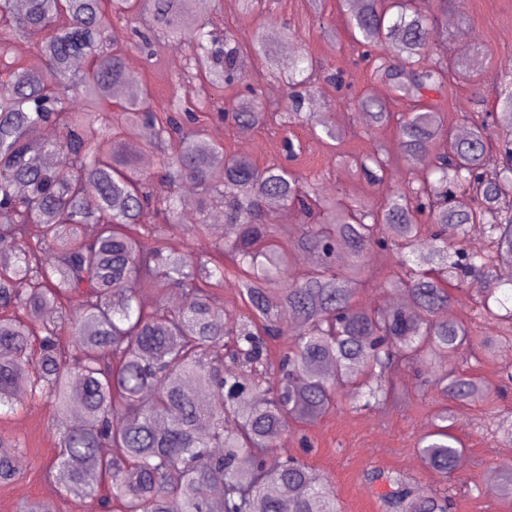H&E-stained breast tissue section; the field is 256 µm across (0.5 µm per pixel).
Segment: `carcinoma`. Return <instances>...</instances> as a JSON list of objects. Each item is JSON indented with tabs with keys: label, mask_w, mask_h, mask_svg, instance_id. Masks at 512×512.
I'll use <instances>...</instances> for the list:
<instances>
[{
	"label": "carcinoma",
	"mask_w": 512,
	"mask_h": 512,
	"mask_svg": "<svg viewBox=\"0 0 512 512\" xmlns=\"http://www.w3.org/2000/svg\"><path fill=\"white\" fill-rule=\"evenodd\" d=\"M346 24L373 79L387 95L365 93L367 122L395 133L397 158L428 157L427 170L374 202H344L305 182L288 165L257 166L224 154L204 128L181 114L207 112L212 91L245 81L240 100L223 109L237 125L271 127L286 158L303 146L296 132L332 148L336 125L302 116L296 88L339 75L304 65L283 68L274 25L262 0H241L255 21L251 42L230 35L216 46L210 17L217 0H0V59L16 41L33 44L40 66L0 69V408L18 409V391L47 404L66 426L51 474L61 488L115 512H338L336 491L304 461L273 464L271 449L292 423L314 424L338 403L382 411L393 399L386 376L422 367L470 345L468 325L448 318L453 291L476 276L512 265V84L499 95V161L489 171L488 117H473L459 136L445 126L439 93L462 74L467 51L449 59L448 14L458 0H438L439 13L413 0H344ZM149 20V31L188 48L184 78L164 103L126 67L110 35L121 20ZM187 16L197 25H184ZM247 54L250 78L240 69ZM282 82L288 109L263 103L261 86ZM128 87L112 127L97 126L112 91ZM402 100L407 111L395 112ZM158 152L166 182L139 170L136 158ZM392 156L384 144L352 156V170L384 182ZM198 189L202 217L216 209L227 226L209 251L185 254L162 244L183 223L177 182ZM472 196L474 206L456 201ZM315 222L280 224L271 202ZM97 225L92 238L83 228ZM482 228L489 246L468 235ZM147 236L161 245L150 248ZM396 250V265L382 255ZM232 280L244 309L224 317L211 289ZM405 294L411 308H360V287ZM156 296L154 306L142 294ZM181 295L180 304L166 294ZM478 317L501 325L486 336L492 349L512 341V281L477 289ZM53 308L70 320V350L60 347ZM300 323L293 331L282 320ZM282 342L278 368L268 341ZM456 404H477L489 390L455 366L433 378ZM448 407L433 415L419 442L424 463L447 475L458 469L461 441L450 432ZM110 452L102 454L101 449ZM21 444L0 439V483L16 479ZM369 479L385 487L392 512H449L446 492L412 491L381 469Z\"/></svg>",
	"instance_id": "1"
}]
</instances>
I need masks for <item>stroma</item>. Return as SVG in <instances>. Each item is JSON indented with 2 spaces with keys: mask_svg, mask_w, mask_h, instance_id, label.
I'll return each instance as SVG.
<instances>
[{
  "mask_svg": "<svg viewBox=\"0 0 512 512\" xmlns=\"http://www.w3.org/2000/svg\"><path fill=\"white\" fill-rule=\"evenodd\" d=\"M264 16L287 21L293 39L280 40L277 49L284 60L307 52L313 60L335 70L342 79L340 89L324 85L306 93L305 111L331 114L332 124L348 128L340 152H332L316 138L303 139L304 154L293 167L324 192L343 199L368 202L380 198L377 187L355 177L345 155L368 151L390 141V131L361 121L359 99L368 90L367 63L352 45L346 30L341 0H326L323 15H315L307 0H267ZM126 56L135 60L136 70L152 86L157 98H166L171 83L183 70V46L155 36L151 39L152 61H145L131 27L120 29ZM468 45L478 61L471 76L462 77L440 98L441 110L454 129L467 125L477 113L497 114V91L512 78V0H461L448 11V51ZM210 137L230 153H246L258 166L284 162L281 138L276 131L255 128L249 146H242L239 127L219 115L205 117ZM477 298L458 291L448 308L450 318L468 322L474 339L469 349L454 359L457 367L479 377L490 390L486 401L454 408L452 432L465 447L462 463L454 474L441 477L426 467L417 451V441L429 429L433 413L445 403L444 397L422 385L412 373L397 382L394 401L383 412L353 411L342 406L315 425L291 426L270 459L287 455L303 456L320 479L336 490L340 512H383L382 489L370 484L367 474L375 468L393 471L410 479L414 487L448 491L453 497L452 512H512V497L488 488V477H501L505 466H512V446L497 443L498 418L512 414V393L499 397L501 372L512 366V344H500L493 357L482 353V338L493 331L492 322L474 318ZM65 420L47 405L24 403L14 415L0 418V437L22 440L19 476L0 484V512H19L33 501H49L57 512H95L92 502L61 491L54 486L48 470L60 446Z\"/></svg>",
  "mask_w": 512,
  "mask_h": 512,
  "instance_id": "35a3bbf8",
  "label": "stroma"
}]
</instances>
